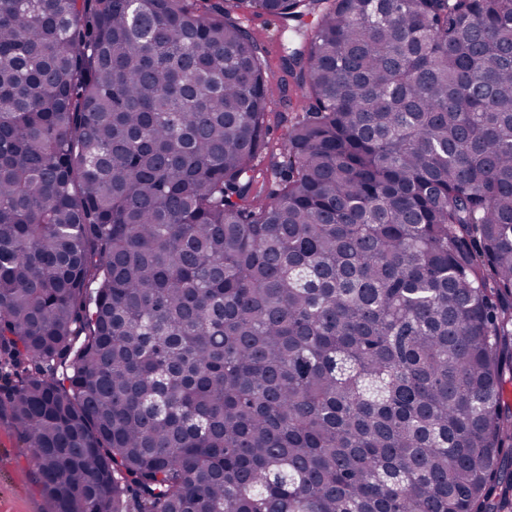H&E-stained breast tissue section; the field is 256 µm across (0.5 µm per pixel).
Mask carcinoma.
<instances>
[{
  "instance_id": "cac0c4a2",
  "label": "carcinoma",
  "mask_w": 512,
  "mask_h": 512,
  "mask_svg": "<svg viewBox=\"0 0 512 512\" xmlns=\"http://www.w3.org/2000/svg\"><path fill=\"white\" fill-rule=\"evenodd\" d=\"M236 3L315 18L279 144L211 0H0L46 512H512V0Z\"/></svg>"
}]
</instances>
